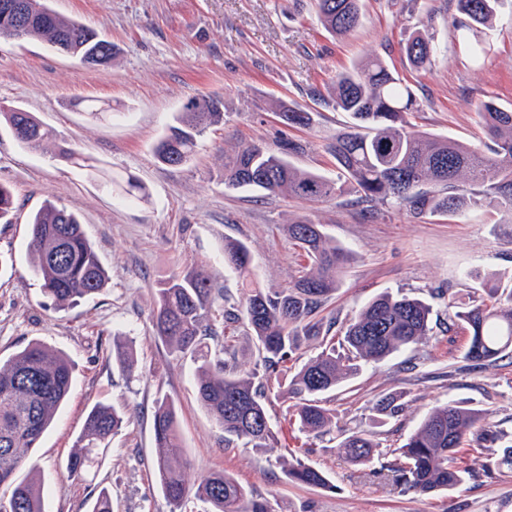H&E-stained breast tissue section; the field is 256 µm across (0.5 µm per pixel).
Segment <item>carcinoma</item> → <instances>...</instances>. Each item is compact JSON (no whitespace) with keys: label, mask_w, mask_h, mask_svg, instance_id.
I'll return each instance as SVG.
<instances>
[{"label":"carcinoma","mask_w":512,"mask_h":512,"mask_svg":"<svg viewBox=\"0 0 512 512\" xmlns=\"http://www.w3.org/2000/svg\"><path fill=\"white\" fill-rule=\"evenodd\" d=\"M49 0H0V39H33L88 66L106 67L116 50L111 42L81 22L65 18ZM459 16L451 26L476 66L491 50L486 38L497 17L499 0H456ZM319 19L326 31L345 35L361 17V0H317ZM407 63L424 69L435 53L434 37L418 32L404 48ZM336 107L356 120L353 129L339 133L328 145L339 169L332 179L301 170L285 159L300 149L284 141L277 153L248 145L224 153V186L233 189L286 193L310 201H331L346 193L374 204L391 201L413 218L454 217L468 208L487 204L512 210V110L491 101L477 106L482 128L493 142L485 151L414 128L408 115L419 104L379 57H369L336 73L333 80ZM4 118L18 143L30 150L54 145L56 134L33 113L15 107L3 109ZM288 126H310L312 113L282 109ZM224 124V100L217 96L188 98L176 124L155 146L156 158L167 165L186 164L198 152L201 138ZM14 209L12 191L0 184V223H10ZM28 254L33 274L55 306L65 309L99 294L107 281L93 243L78 217L47 201L30 217ZM288 239L304 253L308 264L292 276L283 289L251 287L241 298H217L202 270L190 266L172 274L155 289L151 321L156 337L175 359L187 354L197 363V397L212 420L224 430V444L245 439L255 448H273L276 431L264 399L279 380L278 395L290 402L287 414L315 439L336 442V453L356 465H366L379 447L369 430H351L336 422V413L323 403V395L356 377L362 368L418 344L430 331V304L420 298L385 291L346 322L341 337L330 335L336 320L319 316L341 285L349 254L330 243L322 225L299 218L286 225ZM224 265L247 280L251 258L238 239L224 240ZM494 304L460 306L454 298L445 303L448 326L465 325L469 332L466 358L493 365L512 358V288L488 289ZM224 327L242 326L256 339L260 367L244 370L235 347L224 342L216 352L207 340L220 336ZM317 341L321 351L296 371L288 362L304 342ZM112 356L123 371L134 363L128 347L112 341ZM73 383L69 360L59 351L33 342L0 359V486L11 488L0 499V512H45L40 478L32 475L31 462L41 440L55 420ZM404 404L385 395L374 410L398 416ZM115 408L95 404L87 412L77 444L66 462V473L82 479L98 470L112 435L123 425ZM154 467L159 486L174 508L189 494L210 506V512H271L266 498L255 494L224 471H214L189 486L182 463L177 409L163 400L153 415ZM502 437L485 414L449 401L433 408L398 448L386 452L377 473H387L402 491L428 494L450 490L471 476L463 459L472 444L496 442ZM288 481L336 489L320 468L297 457L285 466Z\"/></svg>","instance_id":"obj_1"}]
</instances>
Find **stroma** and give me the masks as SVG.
Returning a JSON list of instances; mask_svg holds the SVG:
<instances>
[{"label":"stroma","instance_id":"stroma-1","mask_svg":"<svg viewBox=\"0 0 512 512\" xmlns=\"http://www.w3.org/2000/svg\"><path fill=\"white\" fill-rule=\"evenodd\" d=\"M112 42L118 54L107 67H91L29 40L0 41V105L32 112L59 133L57 147L23 148L0 123V183L15 196L13 221L0 224V358L34 341L66 353L75 383L67 405L36 454L46 512H88L99 488L112 495L113 512H172L154 474L153 413L169 399L178 407L191 477L213 470L236 477L270 502L273 512H512V474L483 476L496 448L470 454L474 478L432 494L400 492L370 466L338 455L330 442L313 441L271 397L278 434L273 448L245 442L225 447L224 432L196 397L192 359H173L154 336L155 290L173 272L201 265L215 294L238 297L243 283L225 268L224 240L251 250L252 281L288 287L299 260L284 230L307 217L351 254L342 285L322 314L344 322L383 291L431 301L430 331L413 349L371 364L329 395L339 425L377 431L382 451L401 446L428 411L454 401L488 413L512 444V360L474 367L464 361L467 331L448 327L441 289L471 303L499 280L512 278V215L483 205L448 219L413 218L375 205L365 213L353 194L328 202L267 195L224 185V155L259 144L278 150L302 144L289 160L297 168L335 177L327 144L353 126L336 107L330 86L337 71L370 56L384 58L420 104L417 129L465 143L485 136L477 103L492 99L512 109V0H502L487 33L492 46L474 66L449 20L456 0H363L360 25L343 37L321 25L315 0H50ZM432 34L438 50L423 71L409 68L403 47L415 30ZM224 101V124L204 137L192 161L158 162L157 141L173 125L187 98ZM111 103L112 119L92 123L86 101ZM312 113V128L284 125L282 107ZM78 148L97 173L58 155ZM134 177L143 197L121 200L102 187L103 175ZM75 213L93 242L108 281L100 294L65 309L43 295L30 271L28 221L45 201ZM133 353L134 373L112 362V342ZM402 395L394 420L373 410L383 394ZM98 403L128 417L112 437L101 468L82 480L64 466L88 409ZM306 448L336 489L325 492L289 482L284 464Z\"/></svg>","mask_w":512,"mask_h":512}]
</instances>
